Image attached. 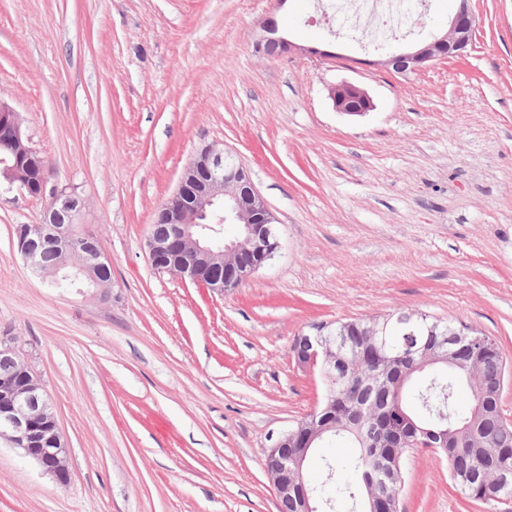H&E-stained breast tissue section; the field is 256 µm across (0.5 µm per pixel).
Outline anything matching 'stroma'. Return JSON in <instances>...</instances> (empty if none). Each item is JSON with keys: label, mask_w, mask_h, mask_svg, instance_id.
Here are the masks:
<instances>
[{"label": "stroma", "mask_w": 512, "mask_h": 512, "mask_svg": "<svg viewBox=\"0 0 512 512\" xmlns=\"http://www.w3.org/2000/svg\"><path fill=\"white\" fill-rule=\"evenodd\" d=\"M458 0L413 16L406 50ZM463 56L399 74L314 0H0V99L46 162L47 192L0 189V336L15 337L70 449L60 483L0 443V512H278L271 437L325 392L294 359L314 323L396 312L494 338L512 423V0H470ZM275 17L296 51L253 50ZM309 46L336 52L332 61ZM374 108L337 112L329 85ZM246 168L280 247L219 293L155 271L145 239L202 148ZM78 195L112 290L34 275L15 228ZM401 512H487L428 448L402 462ZM336 87L350 88V89L356 90L359 94L362 105L361 106H347L344 104V102L339 104L336 100ZM329 96L333 102L334 108L338 112H344L349 115H363L366 112L371 111L374 107L372 98L369 96V94L364 89L360 88L359 86H357L351 82L345 81L340 85L332 86L329 90Z\"/></svg>", "instance_id": "1"}]
</instances>
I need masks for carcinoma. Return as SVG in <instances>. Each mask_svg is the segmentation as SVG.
<instances>
[{
  "label": "carcinoma",
  "mask_w": 512,
  "mask_h": 512,
  "mask_svg": "<svg viewBox=\"0 0 512 512\" xmlns=\"http://www.w3.org/2000/svg\"><path fill=\"white\" fill-rule=\"evenodd\" d=\"M67 228L78 244L97 246L78 224ZM461 323L405 312L362 320L319 323L297 337L291 352L309 351L308 338L345 340L336 366L325 367L328 390L339 401L299 419L329 423L325 437L350 438L356 459L326 458L322 476L304 479L318 512H343L374 491L384 512H400L402 459L393 440H423L448 431V447L438 452L448 462L455 486L492 512H512V477L496 481L498 470L512 468V425L503 420L502 357L488 336Z\"/></svg>",
  "instance_id": "1"
}]
</instances>
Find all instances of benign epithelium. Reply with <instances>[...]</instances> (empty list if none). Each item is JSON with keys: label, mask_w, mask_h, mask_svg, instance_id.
Listing matches in <instances>:
<instances>
[{"label": "benign epithelium", "mask_w": 512, "mask_h": 512, "mask_svg": "<svg viewBox=\"0 0 512 512\" xmlns=\"http://www.w3.org/2000/svg\"><path fill=\"white\" fill-rule=\"evenodd\" d=\"M474 27L468 0H460L444 34L433 37L414 51L388 55L382 66H390L401 73L414 72L423 68L439 48L450 55H461L470 45ZM260 29L261 34L254 42L259 51L264 52L270 46L277 47L280 54L296 49L292 42L279 35L274 18H266ZM340 87L357 91L362 105L336 102V87L333 86L329 96L337 111L363 115L373 109L372 98L364 89L346 81ZM0 121L12 131L6 147L21 159L38 157L36 151L22 143L24 135L19 114L3 101H0ZM82 210L80 200L64 193L54 194L46 224L19 228V252L32 273L50 277L56 284L65 279L78 280L95 289L104 299L112 282L106 280L109 262L103 254L85 253L76 246L79 261L55 267L46 266L41 258L40 248L53 238L51 225L70 222L74 215L82 214ZM210 215L215 218V224L197 223L198 218ZM229 221L240 226V234L226 243L220 241V226ZM157 223L168 225L169 232L164 237L146 238L150 264L221 293L248 280L279 247L278 241L271 240L270 227L276 223V218L246 170L240 165L224 168V151L213 146L204 147L187 168L176 190L159 207ZM183 254L192 255V262L182 261ZM315 344L300 362L311 370L333 356L331 350L323 347L320 338H315ZM0 363L7 366L0 372V439L20 449L44 472L59 480L64 478L69 450L37 375L19 360L14 338H0ZM325 433L324 428L305 427L291 433L285 431L273 440L265 453L264 467L278 496L288 494L301 478L302 462L296 456H288V443L294 441L296 447L308 449Z\"/></svg>", "instance_id": "benign-epithelium-1"}]
</instances>
